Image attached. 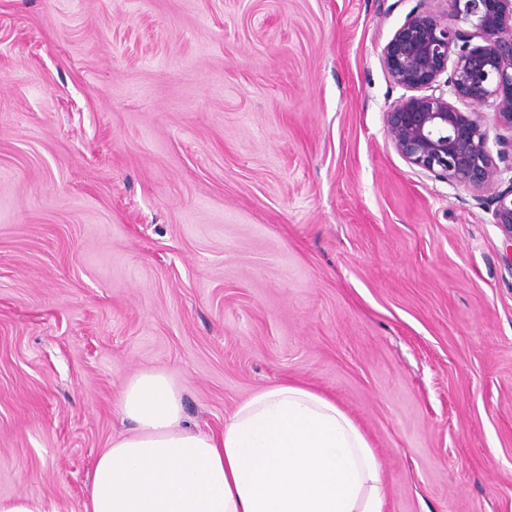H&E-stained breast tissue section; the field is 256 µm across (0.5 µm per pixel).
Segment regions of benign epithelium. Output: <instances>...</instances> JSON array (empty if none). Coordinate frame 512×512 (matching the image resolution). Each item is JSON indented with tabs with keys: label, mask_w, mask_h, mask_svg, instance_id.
<instances>
[{
	"label": "benign epithelium",
	"mask_w": 512,
	"mask_h": 512,
	"mask_svg": "<svg viewBox=\"0 0 512 512\" xmlns=\"http://www.w3.org/2000/svg\"><path fill=\"white\" fill-rule=\"evenodd\" d=\"M446 5L411 13L383 49L391 81L406 91L386 113V137L408 164L479 197L490 194L512 264V176L492 157L480 111L490 106L512 130V0Z\"/></svg>",
	"instance_id": "obj_1"
}]
</instances>
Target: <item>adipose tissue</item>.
<instances>
[{
  "label": "adipose tissue",
  "mask_w": 512,
  "mask_h": 512,
  "mask_svg": "<svg viewBox=\"0 0 512 512\" xmlns=\"http://www.w3.org/2000/svg\"><path fill=\"white\" fill-rule=\"evenodd\" d=\"M119 411L134 428L96 457L84 512H384L365 436L308 387L258 391L218 435L186 425L159 372L124 384Z\"/></svg>",
  "instance_id": "adipose-tissue-1"
}]
</instances>
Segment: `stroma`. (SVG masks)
Here are the masks:
<instances>
[{"label":"stroma","instance_id":"1","mask_svg":"<svg viewBox=\"0 0 512 512\" xmlns=\"http://www.w3.org/2000/svg\"><path fill=\"white\" fill-rule=\"evenodd\" d=\"M441 0H0V498L84 512L125 382L361 428L385 512H512V265L385 136Z\"/></svg>","mask_w":512,"mask_h":512}]
</instances>
